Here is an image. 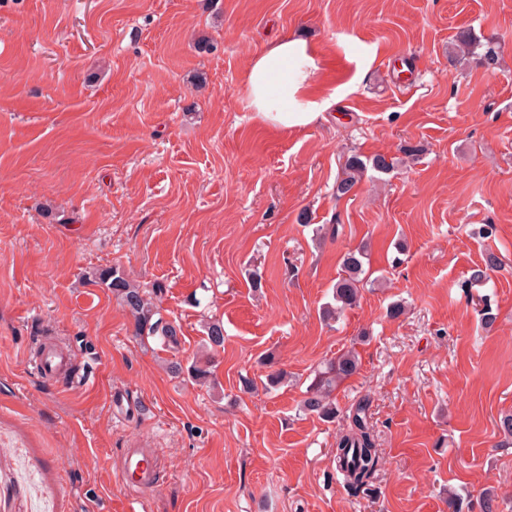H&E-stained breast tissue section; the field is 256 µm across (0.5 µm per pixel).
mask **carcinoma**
Listing matches in <instances>:
<instances>
[{"mask_svg": "<svg viewBox=\"0 0 512 512\" xmlns=\"http://www.w3.org/2000/svg\"><path fill=\"white\" fill-rule=\"evenodd\" d=\"M479 44L466 32L458 36V50L465 55H477L478 63L488 70H495L500 63L499 48L487 45L481 52H476ZM394 167V162L383 155L362 158L358 154L347 156L343 177L336 182V195H349L358 185L368 169L387 173ZM364 251L351 250L345 254L342 262V274L336 279L333 297L340 303V308L352 307L359 299V284L363 281ZM500 259L488 253L483 265L471 270L468 282L480 283L487 279L488 272L497 268ZM88 279L109 289L120 301L134 320V334L140 337L157 336L167 344H177L179 328L176 324L162 318L153 302L151 292L131 282L118 267L96 269L88 273ZM224 346V325L219 321L206 325V348L212 350ZM357 354L347 350L329 361L315 373L308 387L302 408L309 413L331 419L336 415L334 393L338 385L351 377L358 370ZM347 429L336 439V466L343 475L344 485L352 492H358L369 484L379 464L375 438L362 403L350 410Z\"/></svg>", "mask_w": 512, "mask_h": 512, "instance_id": "carcinoma-1", "label": "carcinoma"}]
</instances>
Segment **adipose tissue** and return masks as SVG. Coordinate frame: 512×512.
I'll return each mask as SVG.
<instances>
[{
	"instance_id": "obj_1",
	"label": "adipose tissue",
	"mask_w": 512,
	"mask_h": 512,
	"mask_svg": "<svg viewBox=\"0 0 512 512\" xmlns=\"http://www.w3.org/2000/svg\"><path fill=\"white\" fill-rule=\"evenodd\" d=\"M315 54L300 39L284 36L252 58L245 73L249 104L259 120L281 130L318 124L326 99L309 95Z\"/></svg>"
}]
</instances>
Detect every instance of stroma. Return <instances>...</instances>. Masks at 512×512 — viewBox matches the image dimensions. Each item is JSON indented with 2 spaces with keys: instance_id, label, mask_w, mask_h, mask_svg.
Here are the masks:
<instances>
[{
  "instance_id": "obj_1",
  "label": "stroma",
  "mask_w": 512,
  "mask_h": 512,
  "mask_svg": "<svg viewBox=\"0 0 512 512\" xmlns=\"http://www.w3.org/2000/svg\"><path fill=\"white\" fill-rule=\"evenodd\" d=\"M463 30L499 46L497 69L456 56ZM282 36L308 41L336 99L315 126L249 105L245 69ZM354 152L395 168L337 197ZM357 248L359 301L324 321ZM490 252L500 268L468 285ZM113 265L160 285L177 348L135 338L85 277ZM213 320L215 381L170 373L205 356ZM46 339L95 385L42 379ZM348 349L336 419L303 412ZM119 390L142 407L123 421ZM362 399L381 461L353 494L334 448ZM508 413L512 0H0V512H122L118 451L136 445L163 466L151 512H449L452 490L460 512L487 491L512 512Z\"/></svg>"
}]
</instances>
